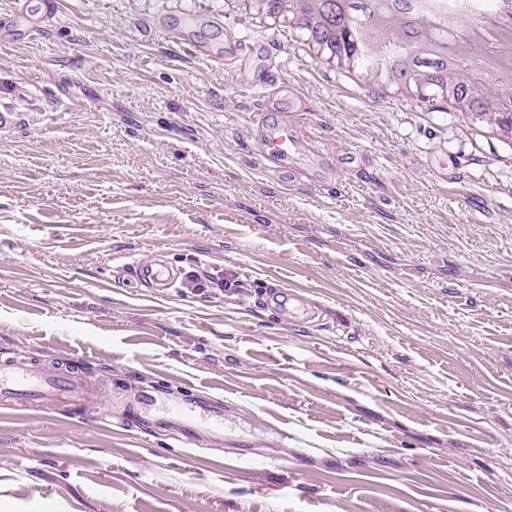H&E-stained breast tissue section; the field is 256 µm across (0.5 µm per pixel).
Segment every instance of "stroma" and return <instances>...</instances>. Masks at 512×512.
Masks as SVG:
<instances>
[{
  "instance_id": "35a3bbf8",
  "label": "stroma",
  "mask_w": 512,
  "mask_h": 512,
  "mask_svg": "<svg viewBox=\"0 0 512 512\" xmlns=\"http://www.w3.org/2000/svg\"><path fill=\"white\" fill-rule=\"evenodd\" d=\"M190 8L244 85L148 32ZM16 10L0 0V103L24 115L0 131V359L75 362L98 390L0 404V512H512V148L230 0H58L28 37ZM261 102L319 163L281 167ZM160 253L322 317L150 293L126 270Z\"/></svg>"
}]
</instances>
